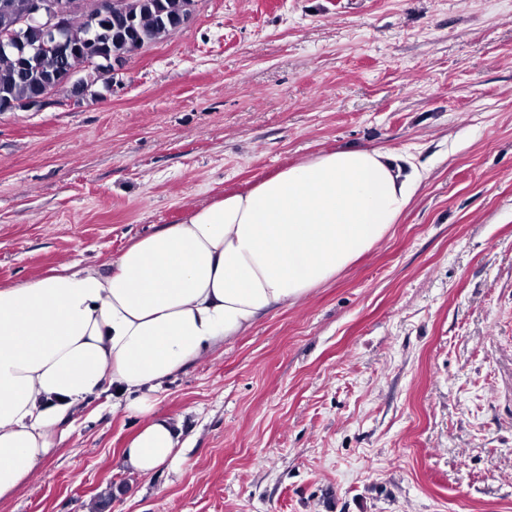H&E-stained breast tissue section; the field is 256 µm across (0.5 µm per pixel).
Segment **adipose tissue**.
Segmentation results:
<instances>
[{"instance_id":"1","label":"adipose tissue","mask_w":512,"mask_h":512,"mask_svg":"<svg viewBox=\"0 0 512 512\" xmlns=\"http://www.w3.org/2000/svg\"><path fill=\"white\" fill-rule=\"evenodd\" d=\"M419 180L388 150L304 157L136 240L109 273L0 287V501L111 388L147 418L125 466L148 475L180 461V426L147 392L334 279L385 238Z\"/></svg>"}]
</instances>
